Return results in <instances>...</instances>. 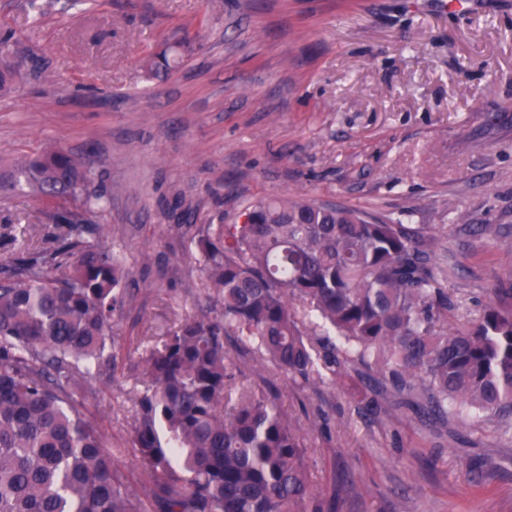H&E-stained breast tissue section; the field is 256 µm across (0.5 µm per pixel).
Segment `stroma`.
Listing matches in <instances>:
<instances>
[{
  "mask_svg": "<svg viewBox=\"0 0 512 512\" xmlns=\"http://www.w3.org/2000/svg\"><path fill=\"white\" fill-rule=\"evenodd\" d=\"M1 24L35 55L0 97V157L94 146L112 188L104 223L140 283L115 319L118 364L84 401L132 489L144 477L131 365L209 301L188 250L196 225L283 195L424 228L460 267L455 325L512 271V246L466 231L512 236V0H0ZM173 44L179 67L147 79L146 61ZM177 196L192 210L179 234L166 214ZM39 211L23 194L0 199L21 244L48 232ZM370 396L352 370L280 386L336 512H512L498 421L452 419L439 437L389 400L358 415Z\"/></svg>",
  "mask_w": 512,
  "mask_h": 512,
  "instance_id": "1",
  "label": "stroma"
}]
</instances>
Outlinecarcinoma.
<instances>
[{"mask_svg":"<svg viewBox=\"0 0 512 512\" xmlns=\"http://www.w3.org/2000/svg\"><path fill=\"white\" fill-rule=\"evenodd\" d=\"M30 53L0 26V96ZM93 156L92 141L47 142L0 160V197L35 198L54 226L0 271V512H335L276 379L334 385L349 365L373 394L362 416L390 398L444 424L512 419V272L450 327L459 267L421 229L267 197L190 238L220 311L197 308L138 362L130 445L149 485L132 491L80 403L116 361L112 317L139 288L99 224L112 190ZM249 363L258 382L238 392Z\"/></svg>","mask_w":512,"mask_h":512,"instance_id":"1","label":"carcinoma"}]
</instances>
